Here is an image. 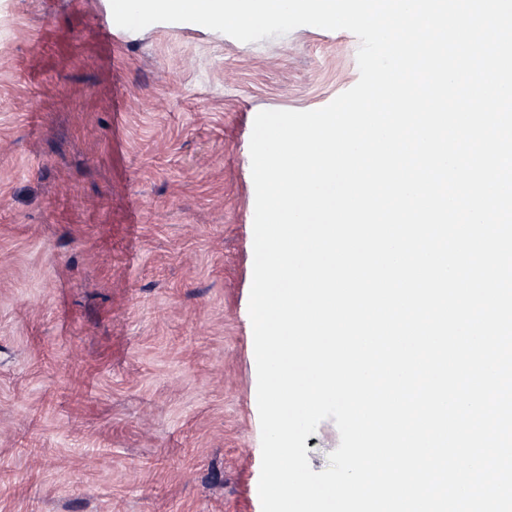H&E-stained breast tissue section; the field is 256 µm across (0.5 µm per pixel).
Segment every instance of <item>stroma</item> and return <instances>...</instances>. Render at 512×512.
Masks as SVG:
<instances>
[{"label": "stroma", "mask_w": 512, "mask_h": 512, "mask_svg": "<svg viewBox=\"0 0 512 512\" xmlns=\"http://www.w3.org/2000/svg\"><path fill=\"white\" fill-rule=\"evenodd\" d=\"M106 10L0 0V512H262L253 122L359 40Z\"/></svg>", "instance_id": "stroma-1"}]
</instances>
